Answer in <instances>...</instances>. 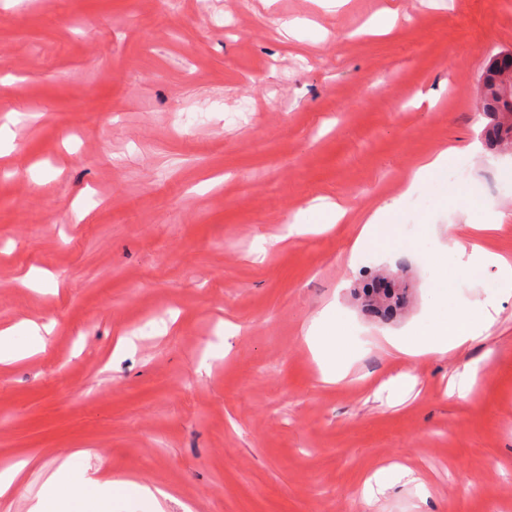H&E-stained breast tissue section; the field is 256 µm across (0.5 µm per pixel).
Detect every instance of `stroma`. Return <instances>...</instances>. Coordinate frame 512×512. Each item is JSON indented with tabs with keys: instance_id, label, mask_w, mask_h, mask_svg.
I'll list each match as a JSON object with an SVG mask.
<instances>
[{
	"instance_id": "stroma-1",
	"label": "stroma",
	"mask_w": 512,
	"mask_h": 512,
	"mask_svg": "<svg viewBox=\"0 0 512 512\" xmlns=\"http://www.w3.org/2000/svg\"><path fill=\"white\" fill-rule=\"evenodd\" d=\"M385 6L394 28L366 33ZM507 50L512 0H0V328L52 327L0 365V467L36 461L9 512L77 448L168 488L167 512H512V299L463 351L402 363L384 340L434 286L416 248L512 260V155L464 152ZM420 89L436 103L414 105ZM447 147L468 186L414 193L348 267L366 213ZM317 198L346 219L289 236ZM486 204L503 220L480 232ZM401 266L408 308L372 318L355 288ZM331 303L350 327L336 384L303 341ZM473 365V391L448 396ZM400 373L407 397L380 391ZM393 462L414 481L365 501Z\"/></svg>"
}]
</instances>
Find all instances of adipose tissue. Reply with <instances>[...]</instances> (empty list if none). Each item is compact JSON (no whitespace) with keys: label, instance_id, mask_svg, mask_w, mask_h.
I'll return each mask as SVG.
<instances>
[{"label":"adipose tissue","instance_id":"obj_1","mask_svg":"<svg viewBox=\"0 0 512 512\" xmlns=\"http://www.w3.org/2000/svg\"><path fill=\"white\" fill-rule=\"evenodd\" d=\"M447 165V152L435 154L408 178L401 193L384 200L369 213L353 244V255L372 248L387 224L401 214L405 201ZM422 259L435 280L424 319L386 338L397 354L408 359L465 349L492 322V313L500 301L512 297V264L479 246L467 247L458 242L446 247L439 245L423 252ZM477 266L496 267L501 288L498 296L486 299L480 311L475 312L454 300L448 283L463 271ZM346 336V321L332 305L326 306L309 326L304 341L320 368L323 382L332 384L347 376L348 370L340 362V349ZM89 458L88 450H74L47 473L28 512H112L114 494L121 490L130 491L135 505L144 512H165L164 505L171 499L165 488L130 480L91 477Z\"/></svg>","mask_w":512,"mask_h":512}]
</instances>
